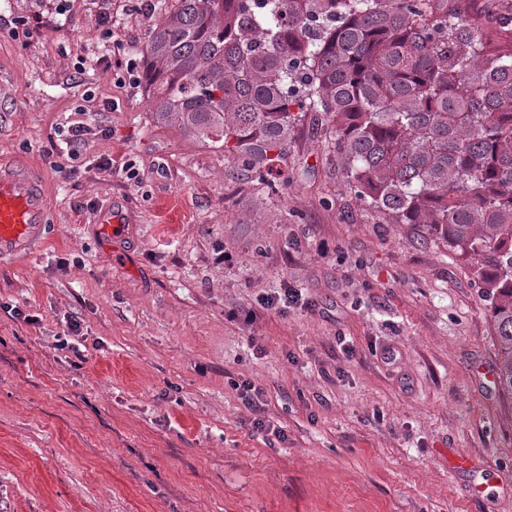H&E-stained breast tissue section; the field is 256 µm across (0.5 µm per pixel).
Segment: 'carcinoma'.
Returning <instances> with one entry per match:
<instances>
[{
  "label": "carcinoma",
  "instance_id": "carcinoma-1",
  "mask_svg": "<svg viewBox=\"0 0 512 512\" xmlns=\"http://www.w3.org/2000/svg\"><path fill=\"white\" fill-rule=\"evenodd\" d=\"M153 126L267 188L325 121L347 185L470 263L512 398V16L475 0H173L146 34Z\"/></svg>",
  "mask_w": 512,
  "mask_h": 512
}]
</instances>
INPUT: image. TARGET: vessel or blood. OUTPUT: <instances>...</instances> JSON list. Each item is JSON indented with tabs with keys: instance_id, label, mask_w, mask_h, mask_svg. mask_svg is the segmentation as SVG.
<instances>
[{
	"instance_id": "vessel-or-blood-1",
	"label": "vessel or blood",
	"mask_w": 512,
	"mask_h": 512,
	"mask_svg": "<svg viewBox=\"0 0 512 512\" xmlns=\"http://www.w3.org/2000/svg\"><path fill=\"white\" fill-rule=\"evenodd\" d=\"M43 181L21 162L0 164V261L30 258L44 241L51 210Z\"/></svg>"
}]
</instances>
